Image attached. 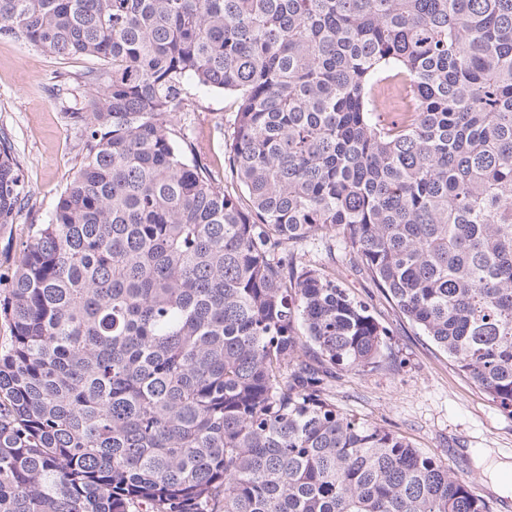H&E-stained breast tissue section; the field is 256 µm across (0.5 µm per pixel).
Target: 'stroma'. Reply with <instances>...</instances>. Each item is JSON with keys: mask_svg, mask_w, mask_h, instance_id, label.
Masks as SVG:
<instances>
[{"mask_svg": "<svg viewBox=\"0 0 512 512\" xmlns=\"http://www.w3.org/2000/svg\"><path fill=\"white\" fill-rule=\"evenodd\" d=\"M91 56L57 57L27 43L0 39V133L11 143L30 193L12 224L0 229V301L21 257L30 225L46 223L71 174L80 166V132L69 111L88 91L83 75L105 69ZM237 112L234 95L190 87L180 125L195 144L217 184L234 194L242 188L224 164L225 140ZM309 255L336 264V283L366 302L385 326V357L371 372H348L337 381V409L389 428L423 454L445 464L489 505L512 512V486L492 482L475 459L485 449L512 458V416L460 372L414 324L376 288L342 248Z\"/></svg>", "mask_w": 512, "mask_h": 512, "instance_id": "obj_1", "label": "stroma"}]
</instances>
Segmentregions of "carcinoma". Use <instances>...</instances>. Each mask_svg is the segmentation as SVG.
<instances>
[{
  "instance_id": "cac0c4a2",
  "label": "carcinoma",
  "mask_w": 512,
  "mask_h": 512,
  "mask_svg": "<svg viewBox=\"0 0 512 512\" xmlns=\"http://www.w3.org/2000/svg\"><path fill=\"white\" fill-rule=\"evenodd\" d=\"M0 39L109 64L0 308V512H489L336 409L389 332L304 247L512 415V0H0ZM192 82L238 98L244 199L176 130ZM26 196L0 135L1 228Z\"/></svg>"
}]
</instances>
